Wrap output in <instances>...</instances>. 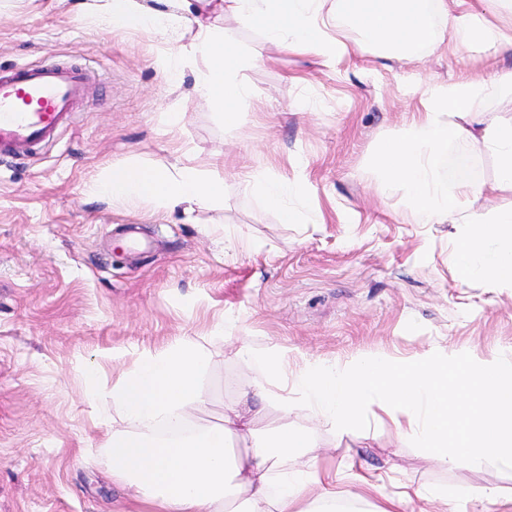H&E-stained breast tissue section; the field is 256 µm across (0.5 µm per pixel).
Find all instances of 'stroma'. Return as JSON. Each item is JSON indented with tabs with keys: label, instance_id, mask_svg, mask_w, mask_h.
<instances>
[{
	"label": "stroma",
	"instance_id": "stroma-1",
	"mask_svg": "<svg viewBox=\"0 0 512 512\" xmlns=\"http://www.w3.org/2000/svg\"><path fill=\"white\" fill-rule=\"evenodd\" d=\"M92 0H0V65L85 67V92L57 140L0 158V512H140L97 460L111 426L84 399L88 366L110 390L145 351L194 337L207 361L199 425L219 423L255 372L230 337L304 360L411 358L454 347L512 363V290L448 262L464 224L397 221L400 197L376 194L377 143L417 106L411 87L512 68V55L452 47L402 65L355 54L330 69L277 54L259 27L219 19L250 88L234 125L195 89L201 60L178 82L160 67L176 45L144 28L101 25ZM207 164L224 182L209 211L132 208L86 192L118 164ZM258 171L304 175L320 224H284L248 190ZM223 330H216V323ZM316 462L362 453L401 481L441 487L472 512L486 486L512 493V470L448 469L412 438L368 421L343 437L312 434Z\"/></svg>",
	"mask_w": 512,
	"mask_h": 512
}]
</instances>
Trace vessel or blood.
<instances>
[{
    "mask_svg": "<svg viewBox=\"0 0 512 512\" xmlns=\"http://www.w3.org/2000/svg\"><path fill=\"white\" fill-rule=\"evenodd\" d=\"M85 89V72L75 66L0 68V155L53 141Z\"/></svg>",
    "mask_w": 512,
    "mask_h": 512,
    "instance_id": "1",
    "label": "vessel or blood"
}]
</instances>
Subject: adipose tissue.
I'll return each mask as SVG.
<instances>
[{"mask_svg":"<svg viewBox=\"0 0 512 512\" xmlns=\"http://www.w3.org/2000/svg\"><path fill=\"white\" fill-rule=\"evenodd\" d=\"M212 2L167 0L162 11L144 0H103L96 16L106 26L162 34L189 25L192 51L204 60L197 88L232 124L250 91L235 73L236 50L213 19ZM220 2L225 15L257 24L278 49L317 57L330 68L356 52L408 62L444 38L458 49L512 54V27L501 24L512 17V0H486L481 11L469 0ZM490 82L512 91V69L424 89L410 122L377 146V189L387 200L401 195L403 214L415 223L474 225L451 257L457 279L465 283L478 274L512 288V113L472 109ZM459 141L494 159L493 183L444 175L448 145ZM247 186L284 224L302 219L287 205L290 189L303 197L311 192L301 177L291 183L255 174ZM86 192L132 207L149 201L162 211L189 213L219 204L224 182L190 163L160 171L122 165L92 180ZM236 353L257 376L239 388L214 426L192 424L206 356L189 337L141 356L109 396L87 392L99 419L112 410L124 423L99 460L116 484L161 512H402L415 501L425 503L427 512H448L446 490L404 483L384 492L382 476L356 456L337 469L318 467L306 453L312 442L303 430L282 426L246 452L229 453V440L251 429L274 402L284 411L299 406L313 427L338 436L375 407L398 437L418 439L441 466L489 461L512 469V364L451 348L409 360L358 358L342 366L313 361L292 376L276 349L258 351L243 341ZM342 478L355 482L357 491L337 493Z\"/></svg>","mask_w":512,"mask_h":512,"instance_id":"ef3b65f1","label":"adipose tissue"}]
</instances>
